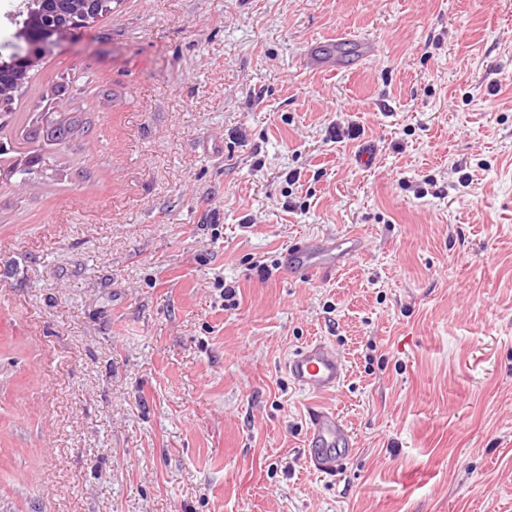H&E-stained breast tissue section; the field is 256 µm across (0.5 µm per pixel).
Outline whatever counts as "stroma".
I'll return each instance as SVG.
<instances>
[{"label":"stroma","mask_w":512,"mask_h":512,"mask_svg":"<svg viewBox=\"0 0 512 512\" xmlns=\"http://www.w3.org/2000/svg\"><path fill=\"white\" fill-rule=\"evenodd\" d=\"M31 81L81 126L0 180V512H512V0H119ZM365 240L354 231L326 240H296L285 253V266L293 278H307L317 273H329L342 267L350 257L360 255ZM285 370L305 395L320 398L336 391L346 375V365L336 347L315 340L288 356ZM307 417V463L321 474L336 476L353 452L351 435L332 408L312 402Z\"/></svg>","instance_id":"35a3bbf8"}]
</instances>
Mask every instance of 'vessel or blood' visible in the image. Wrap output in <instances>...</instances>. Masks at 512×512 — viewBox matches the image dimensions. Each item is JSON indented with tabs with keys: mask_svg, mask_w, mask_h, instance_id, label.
Instances as JSON below:
<instances>
[{
	"mask_svg": "<svg viewBox=\"0 0 512 512\" xmlns=\"http://www.w3.org/2000/svg\"><path fill=\"white\" fill-rule=\"evenodd\" d=\"M365 248L354 231L325 240L300 239L285 253V266L292 277L329 273L342 267ZM285 370L293 384L313 402L307 413L306 460L311 468L330 476L338 474L353 452L354 444L334 409L320 405V397L336 391L346 375V365L335 346L315 340L289 355Z\"/></svg>",
	"mask_w": 512,
	"mask_h": 512,
	"instance_id": "b4317fda",
	"label": "vessel or blood"
}]
</instances>
